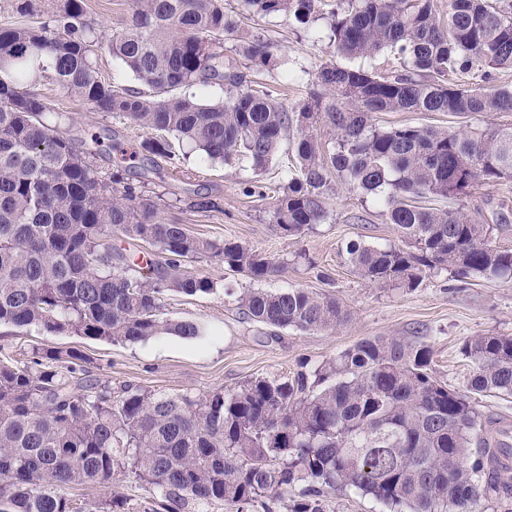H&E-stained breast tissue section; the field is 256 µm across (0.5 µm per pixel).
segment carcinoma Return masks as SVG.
Wrapping results in <instances>:
<instances>
[{
	"label": "carcinoma",
	"instance_id": "cac0c4a2",
	"mask_svg": "<svg viewBox=\"0 0 512 512\" xmlns=\"http://www.w3.org/2000/svg\"><path fill=\"white\" fill-rule=\"evenodd\" d=\"M243 2L300 24L325 19L337 53L389 51L399 69L326 61L315 74L322 92L289 107L256 89L279 59L224 0H132L107 39L85 0H3L0 9L26 23L0 27V325L113 345L198 338L200 323L161 317L167 294L215 290L189 263L216 259L254 281L278 268L237 240L163 220L145 185L100 170L61 128L64 114L29 90L44 79L94 112L157 132L140 148L168 160L173 136L228 167L247 160L264 171L288 143L294 165L274 189L273 212L284 236L325 223L334 177L379 196L401 244L342 248L378 288L414 291L445 271L512 276V250L493 242L489 225L423 204L511 179L512 123L475 134L372 123L376 112L512 114V90L461 80L512 70V0H449L445 17L432 0ZM101 50L141 87L102 80ZM199 83L224 89V102L196 98ZM185 205L222 211L201 194ZM115 237L156 247L162 259L128 254ZM237 303L242 319L274 331H333L351 319L335 295L300 287L249 289ZM461 353L472 365L463 390L433 376L425 338L375 336L285 381L258 377L199 398L114 387L74 349L1 359L0 512H131L123 500L80 494L123 479L153 489L143 512L216 502L224 512H325L329 491L369 497L384 512H483L485 502L512 512V430L472 405L474 395H512V336L477 334Z\"/></svg>",
	"mask_w": 512,
	"mask_h": 512
}]
</instances>
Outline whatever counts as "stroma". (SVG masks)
Listing matches in <instances>:
<instances>
[{
	"label": "stroma",
	"mask_w": 512,
	"mask_h": 512,
	"mask_svg": "<svg viewBox=\"0 0 512 512\" xmlns=\"http://www.w3.org/2000/svg\"><path fill=\"white\" fill-rule=\"evenodd\" d=\"M224 6L229 13L246 14L247 31L272 42V51L283 65L265 73L263 81L285 104L318 92L315 73L320 63L331 59L341 66L348 63L347 58L336 55L324 21L304 27L284 15L247 13L242 0H224ZM36 90L54 111L72 116L69 133L73 138H84L92 131L105 141L119 138L126 148L133 149L150 136L137 125L91 111L54 81L41 82ZM372 120L385 128L432 125L473 133L499 123L500 118L493 113L378 112ZM127 176L144 180L149 193L164 196L168 203L164 218L185 224L199 237L238 240L282 263V271L256 283L221 263L198 262V270L216 282L215 291L167 296L162 312L170 319L204 323L209 332L202 339L158 336L112 345L4 326L0 328V353L23 360L35 346L73 347L87 356L96 376L113 384L128 382L198 398L256 377L288 379L374 336L426 337L434 350L435 376L460 389L470 371L460 352L463 342L480 333L512 336V279H457L445 272L425 279L417 290L405 292L373 287L353 272L340 251L346 242L387 245L400 241L375 194L352 192L339 180H332L322 197L328 212L326 223L287 237L272 222L275 197L270 190L281 180L277 166L257 172L244 162L229 168L204 160L196 152L182 156L175 166L164 160L154 165L141 155ZM197 192L217 197L221 211L201 215L187 210L185 199ZM433 205L465 209L477 223L490 225L498 246L512 248L511 181L479 183L467 196L437 198ZM256 285L267 290L301 287L332 293L351 311L352 319L333 332L305 334L285 329L270 334L242 319L237 311L239 295Z\"/></svg>",
	"instance_id": "obj_1"
}]
</instances>
